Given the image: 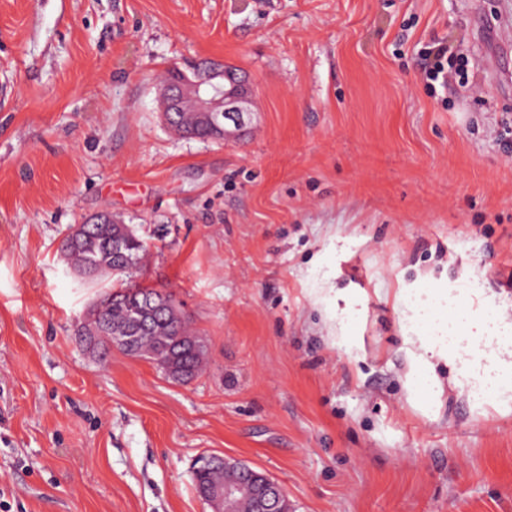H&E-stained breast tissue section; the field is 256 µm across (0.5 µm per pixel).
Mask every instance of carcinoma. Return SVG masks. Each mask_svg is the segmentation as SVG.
<instances>
[{
    "instance_id": "cac0c4a2",
    "label": "carcinoma",
    "mask_w": 512,
    "mask_h": 512,
    "mask_svg": "<svg viewBox=\"0 0 512 512\" xmlns=\"http://www.w3.org/2000/svg\"><path fill=\"white\" fill-rule=\"evenodd\" d=\"M123 243L125 270L129 274L138 267L147 244L126 224H120L110 218L98 224L88 225V231L82 236L62 240L61 249L76 269H90L94 275L112 272V245ZM143 303L139 299L112 302V292H106L100 300L91 305L84 317L79 331L81 341L104 360L110 352L105 329L124 328L130 325L132 314L139 312ZM179 311L172 309L151 318L150 328L137 338L140 352L163 354L171 360L175 372L191 378L197 373L202 356L192 347L177 341L178 333L183 331Z\"/></svg>"
}]
</instances>
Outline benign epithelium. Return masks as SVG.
<instances>
[{"label": "benign epithelium", "instance_id": "obj_1", "mask_svg": "<svg viewBox=\"0 0 512 512\" xmlns=\"http://www.w3.org/2000/svg\"><path fill=\"white\" fill-rule=\"evenodd\" d=\"M249 104L245 80L234 69L215 62L200 64L192 76L184 74L161 85L158 93L159 112L166 125L191 129L203 121L220 140L240 136ZM195 469L238 472L231 481L197 489L211 512H290L282 487L260 471L216 454L199 457Z\"/></svg>", "mask_w": 512, "mask_h": 512}]
</instances>
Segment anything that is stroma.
Instances as JSON below:
<instances>
[{
	"label": "stroma",
	"instance_id": "35a3bbf8",
	"mask_svg": "<svg viewBox=\"0 0 512 512\" xmlns=\"http://www.w3.org/2000/svg\"><path fill=\"white\" fill-rule=\"evenodd\" d=\"M512 0H0V512H210L192 466L269 474L292 512H512V403L458 361L408 387L401 292H448L466 349L512 323ZM469 82L428 87L435 43ZM248 77L235 140L160 118L167 69ZM100 212L147 244L205 355L177 383L77 336L120 287L60 242ZM480 281L474 296L464 288ZM483 331L487 336H495L501 343L512 346V324L504 325L496 311L485 313Z\"/></svg>",
	"mask_w": 512,
	"mask_h": 512
}]
</instances>
